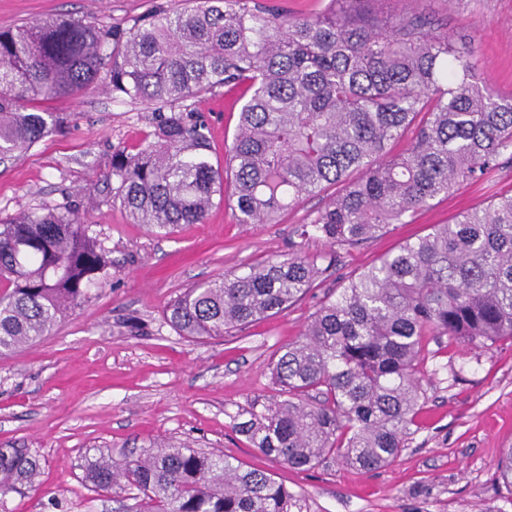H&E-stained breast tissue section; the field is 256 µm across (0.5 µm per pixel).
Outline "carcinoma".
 Here are the masks:
<instances>
[{"label":"carcinoma","instance_id":"cac0c4a2","mask_svg":"<svg viewBox=\"0 0 512 512\" xmlns=\"http://www.w3.org/2000/svg\"><path fill=\"white\" fill-rule=\"evenodd\" d=\"M128 26L70 14L0 30V156L66 127L40 104L105 73L115 98L151 106L153 139L112 155L114 199L160 234L203 223L224 184L240 224H271L302 197L336 187L301 239L332 251L269 258L186 289L167 306L181 336L222 337L280 314L337 261L430 201L512 159V97L482 79L475 50L425 15H383L365 0H330L316 17L260 0H189ZM249 93L224 166L195 99ZM399 154L390 145L407 132ZM109 251L72 211L43 208L0 220V355L39 341L92 286ZM471 348L512 340V195L407 239L348 280L272 357L278 399L233 429L290 469L339 455L361 470L392 463L420 399L430 339ZM321 400H307L310 392ZM41 458L0 448V500L38 485ZM84 482L121 491L123 512H302L286 486L221 451L156 444L122 460L99 449ZM498 482L512 487V448Z\"/></svg>","mask_w":512,"mask_h":512}]
</instances>
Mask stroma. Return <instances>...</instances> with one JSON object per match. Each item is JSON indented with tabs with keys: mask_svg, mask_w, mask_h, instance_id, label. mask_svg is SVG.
Segmentation results:
<instances>
[{
	"mask_svg": "<svg viewBox=\"0 0 512 512\" xmlns=\"http://www.w3.org/2000/svg\"><path fill=\"white\" fill-rule=\"evenodd\" d=\"M185 0H0V28L70 13L109 27L128 25ZM406 13H425L475 46L481 74L512 97V0H400ZM241 90L199 100L213 146L223 162L239 125ZM68 128L47 135L18 158L0 163V218L44 206L78 212L100 234L112 267L106 285L92 288L41 340L0 356V446L37 450L41 484L11 495L0 512H119L113 492L89 490L82 465L97 449L114 458L159 442L220 450L268 472L300 499L302 512H512V489L496 480L504 448L512 446V341L471 350L431 340L420 368L419 407L404 448L392 464L359 470L341 458L293 470L235 433L234 416L271 398L270 359L296 341L321 301L350 276L377 263L408 238L430 232L460 212L512 194V162L481 180L431 201L412 223L395 224L338 262L288 311L195 342L166 323L168 302L194 283L239 272L296 251H326L317 238L299 240L297 225L327 204L335 187L303 197L272 224L237 223L215 204L204 223L172 234L133 223L112 201V154L151 139L147 104L113 98L97 83L45 103Z\"/></svg>",
	"mask_w": 512,
	"mask_h": 512,
	"instance_id": "1",
	"label": "stroma"
}]
</instances>
